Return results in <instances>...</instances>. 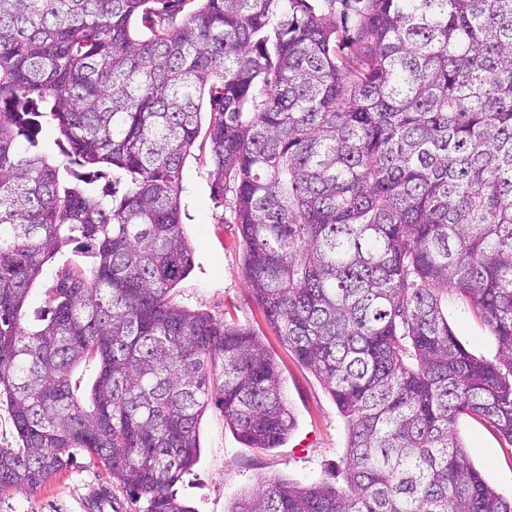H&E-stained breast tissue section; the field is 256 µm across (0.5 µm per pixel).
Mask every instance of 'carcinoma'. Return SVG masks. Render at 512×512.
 <instances>
[{
	"mask_svg": "<svg viewBox=\"0 0 512 512\" xmlns=\"http://www.w3.org/2000/svg\"><path fill=\"white\" fill-rule=\"evenodd\" d=\"M205 95L253 302L348 430L346 487L262 477L230 512H512L456 431L480 419L512 446V0H0V403L18 436L0 492L81 450L140 512H190L176 486L206 405L252 448L292 431L257 335L173 297ZM103 165V194L59 190V167ZM71 244L93 267L60 271L26 328ZM450 288L496 361L452 333ZM90 359L84 404L71 374ZM70 245L57 253L43 269V273L33 285L26 303V328H31L36 320L44 315L47 310L48 290L54 285L56 274L59 270L68 267L89 270L92 259L87 254Z\"/></svg>",
	"mask_w": 512,
	"mask_h": 512,
	"instance_id": "obj_1",
	"label": "carcinoma"
}]
</instances>
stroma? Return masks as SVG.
I'll list each match as a JSON object with an SVG mask.
<instances>
[{"label": "stroma", "instance_id": "35a3bbf8", "mask_svg": "<svg viewBox=\"0 0 512 512\" xmlns=\"http://www.w3.org/2000/svg\"><path fill=\"white\" fill-rule=\"evenodd\" d=\"M208 146L198 138L181 173L183 230L194 252V267L176 288L178 304L217 318H231L252 329L276 360L295 426L277 448L249 447L209 405L198 425L196 465L179 486L192 512H228L234 497L252 489L258 478L279 476L306 485L343 486L336 464L347 444V425L319 379L300 364L253 305L241 274L244 243L237 225L222 223L227 204L214 197L208 174ZM91 258L68 246L44 267L26 303V324L35 326L47 310L48 291L59 270L89 269ZM448 323L465 347L487 361L498 355L487 326L455 291L442 297ZM457 431L474 466L500 491L512 487V446L484 422L460 418ZM140 504L114 485L103 466L76 451L72 465L33 492L0 494V512H139Z\"/></svg>", "mask_w": 512, "mask_h": 512}]
</instances>
